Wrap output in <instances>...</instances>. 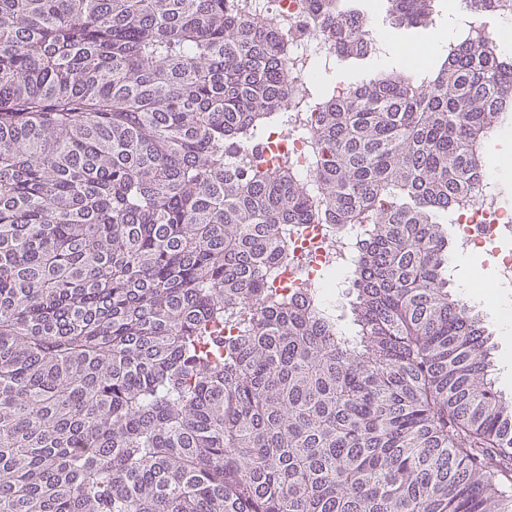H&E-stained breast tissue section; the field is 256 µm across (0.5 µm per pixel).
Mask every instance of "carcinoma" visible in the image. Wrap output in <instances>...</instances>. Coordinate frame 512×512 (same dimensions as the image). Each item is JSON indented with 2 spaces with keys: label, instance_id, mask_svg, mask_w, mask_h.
I'll return each mask as SVG.
<instances>
[{
  "label": "carcinoma",
  "instance_id": "obj_1",
  "mask_svg": "<svg viewBox=\"0 0 512 512\" xmlns=\"http://www.w3.org/2000/svg\"><path fill=\"white\" fill-rule=\"evenodd\" d=\"M340 2L319 35L373 53ZM467 8L441 62L341 94L227 0H0V512H512V402L443 228L512 111L478 39L512 0ZM308 108L309 179L249 160ZM301 224L366 225L352 336L272 288Z\"/></svg>",
  "mask_w": 512,
  "mask_h": 512
}]
</instances>
